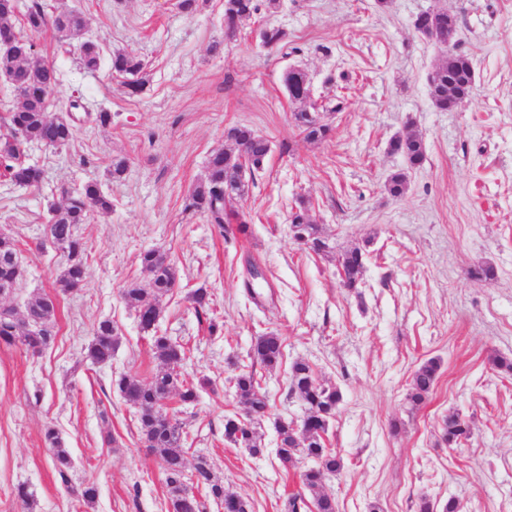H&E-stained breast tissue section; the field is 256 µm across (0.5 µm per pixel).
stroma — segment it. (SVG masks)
<instances>
[{"mask_svg": "<svg viewBox=\"0 0 512 512\" xmlns=\"http://www.w3.org/2000/svg\"><path fill=\"white\" fill-rule=\"evenodd\" d=\"M45 2L80 11L101 50L90 73L52 33L38 37L60 75L54 99L81 98L112 122L78 124L67 148L33 149L39 188L0 177V233L16 240L26 269L7 303L56 295L65 258L44 226L61 189L98 179L112 210L79 228L87 277L80 290L57 295L52 345L35 357L0 346V512H168L162 471L115 386L121 375L147 379L158 369L150 335L121 296L145 284L138 255L146 249L167 253L178 273L159 327L188 351L184 377L209 380L194 405L177 409L186 458L205 456L252 512H286L303 489L307 462L288 470L276 454L277 422L305 415L288 381L301 358L342 393L326 445L343 468L321 487L338 512H418L421 498L442 505L451 496L461 512H512V374L492 364L512 357V0H388L382 8L376 0H280L275 9L260 5L231 41L224 0H203L191 16L176 0ZM436 8L457 16L458 49L475 67L472 95L448 112L434 107L427 86L444 52L413 27ZM268 27L285 31L283 47L263 46ZM119 51L145 64L138 95L112 75ZM293 67L308 73L314 101L343 99L323 142H307L294 126L283 84ZM237 123L271 143L243 202L246 236L184 209L209 155L225 147V128ZM410 126L427 146L426 162L411 171L388 151ZM115 156L128 161L119 180L108 176ZM401 169L408 190L395 199L384 183ZM302 199L331 252H309L289 235ZM354 246L367 258L352 290L340 284L336 254ZM252 262L262 273L254 281ZM482 263L495 267L494 281L468 277ZM200 287L223 323L218 333L195 313L190 293ZM103 319L117 326L119 343L111 363L94 366L87 345ZM267 332L285 349L276 371H256L270 409L257 426L264 451L254 456L225 442L224 419L244 412L233 378ZM431 358L440 362L434 389L411 407L412 375ZM451 414L471 427L454 448L440 437ZM49 427L73 459L68 491L49 458ZM88 483L98 488L90 505L76 494ZM21 485L30 506L15 498Z\"/></svg>", "mask_w": 512, "mask_h": 512, "instance_id": "35a3bbf8", "label": "stroma"}]
</instances>
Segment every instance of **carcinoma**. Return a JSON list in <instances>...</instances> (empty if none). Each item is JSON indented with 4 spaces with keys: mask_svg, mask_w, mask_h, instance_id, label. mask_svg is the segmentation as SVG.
<instances>
[{
    "mask_svg": "<svg viewBox=\"0 0 512 512\" xmlns=\"http://www.w3.org/2000/svg\"><path fill=\"white\" fill-rule=\"evenodd\" d=\"M257 11L256 0H224L225 37L235 38L241 25ZM15 13V0H0V44L21 46L19 51L0 53V72L7 73L12 79L11 88L23 91V98L17 99L12 109L0 117V126L6 130L0 135V167L7 182L23 189L38 186L42 179L41 169L26 159L27 145L63 148L69 146L74 137L70 112L76 106L72 102L61 104L62 115H49L48 99L57 86L58 71L47 66V60L37 50L35 39L47 30L53 31L60 45L77 46L82 66L91 72L99 69L101 53L97 43L85 38L86 21L79 12L61 11L54 15L48 11L43 0H30L23 13L24 27L21 29L13 23ZM414 28L434 44L447 48L448 57L430 73L428 88L435 108L442 112L452 110L470 96L475 84L472 60L456 51L459 29H454L453 35H448V13L441 9L421 12L414 20ZM450 38L454 41L452 45L448 44ZM111 69L124 78L128 94L135 95L141 91L143 63L137 56L118 52L112 55ZM284 86L288 97L300 104L293 113V119L304 139L310 143L325 140L331 128L329 124L313 118L312 114H334L342 110V102L331 99L320 104L313 102L310 79L299 68L288 69L284 74ZM225 140L232 147L219 149L210 155L206 173L193 186L186 199L185 210L204 216L221 230L224 225L234 222L236 232L246 236L250 227L244 213L239 211L248 188L244 175L253 176L264 169L270 144L268 139L242 124L229 127L225 131ZM388 150L402 156L412 169L422 166L426 159L424 141L413 131L392 138ZM407 188V175L402 171L391 174L385 183V190L393 197L404 196ZM110 211L112 198L97 179L64 192L61 202L52 204L46 237L66 259L57 280L62 293L78 290L86 279V245L78 233L79 226L87 223L94 212ZM289 223L300 228L310 251L321 253L330 250L319 226L311 221L306 203H300L291 212ZM365 258L366 251L360 246L337 253L336 270L341 282L350 288L358 287ZM139 260L143 272L147 274V282L143 286L133 285L124 289L122 297L135 310L141 329L151 334L160 370L147 381L136 375L125 374L116 381V387L136 409L146 448L160 459L171 512H204V504L194 493L196 489L205 491L224 504L235 498L237 502L233 512H247L245 501L224 489V484L214 476L206 457L199 456L193 466H188L182 427L175 413L169 412L167 401L176 397L183 405L194 404L198 399L199 387L204 382L194 384L181 378L179 368L188 360L187 353L158 329L159 301L177 284L173 261L157 249L141 252ZM24 275L25 268L15 240L0 234V296L15 289ZM191 300L196 314L209 316V329L217 332L219 323L210 315L211 295L208 290H194ZM56 313L57 299L48 294L28 300L21 314L13 307L0 306V345L18 347L32 356L42 355L53 342ZM118 342V331L112 321H99L93 328L87 346V359L93 365L111 362ZM283 350L282 337L275 332H267L256 337L251 358L272 372L280 366ZM438 370L439 363L433 358L415 370L407 395L411 406H419L428 398L437 380ZM235 389L249 419L260 422L268 413L269 400L254 372L241 370L235 377ZM289 392L303 402L306 416L299 422L279 420L277 455L282 462L292 465L301 458L314 462V467L303 472L302 481L315 493V512H336L334 499L318 493L317 489L322 485L324 475L336 474L343 468V459L327 448L323 441V433L328 431L330 420L336 416L342 394L335 386L318 382L304 359H298L291 365ZM470 434L469 424L455 414L443 421L442 440L450 447L460 444ZM45 439L52 447L51 461L60 483L67 487L71 468L69 452L55 429L47 428ZM224 441L246 448L252 455H258L264 449L262 436L256 429L246 433L235 417L225 419Z\"/></svg>",
    "mask_w": 512,
    "mask_h": 512,
    "instance_id": "obj_1",
    "label": "carcinoma"
}]
</instances>
